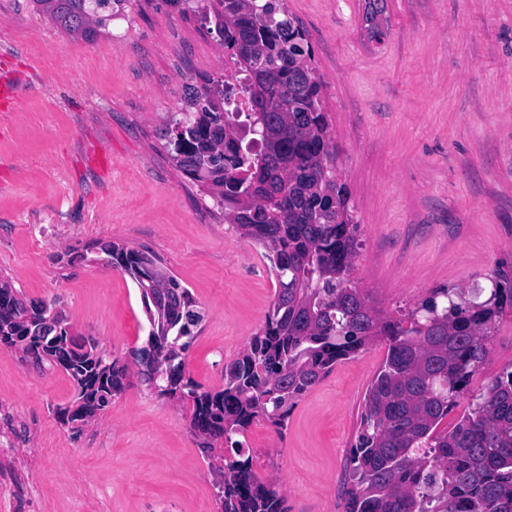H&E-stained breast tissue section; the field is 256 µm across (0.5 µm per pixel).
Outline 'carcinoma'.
<instances>
[{
    "instance_id": "carcinoma-1",
    "label": "carcinoma",
    "mask_w": 512,
    "mask_h": 512,
    "mask_svg": "<svg viewBox=\"0 0 512 512\" xmlns=\"http://www.w3.org/2000/svg\"><path fill=\"white\" fill-rule=\"evenodd\" d=\"M123 0H34L67 33L90 40L97 11ZM253 0H214L202 15L245 73L247 119L258 150H240L239 114L221 109L224 85L208 81L195 111L164 132L177 166L207 187L224 216L268 252L277 280L262 328L224 365V387L186 375V355L203 316L191 292L156 256L104 245V261L135 282L149 331L132 351L160 397L189 403L202 450L224 460L216 470L220 512H289L284 493L237 458L236 437L262 420L282 432L300 398L336 362L379 337L386 358L364 397L360 430L347 461L342 512H512V363L479 392L474 375L489 361L493 332L512 311V279L497 270L485 299L434 288L402 318L370 306L350 274L357 230L343 185L330 179L323 82L303 30L284 0H264L271 21L256 20ZM272 180L270 189L255 185ZM0 342L49 360L73 381L63 423H83L120 394L129 365L73 327L61 311L27 303L0 282ZM469 410L440 423L462 399ZM230 446L234 454L215 446Z\"/></svg>"
}]
</instances>
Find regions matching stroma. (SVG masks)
<instances>
[{
    "label": "stroma",
    "instance_id": "1",
    "mask_svg": "<svg viewBox=\"0 0 512 512\" xmlns=\"http://www.w3.org/2000/svg\"><path fill=\"white\" fill-rule=\"evenodd\" d=\"M286 5L324 83L332 165L359 226L353 278L370 304L397 317L431 289L471 294L512 269V0H384L371 23L368 0ZM203 6L124 0L89 41L33 0H0V74L26 77L19 110L0 112V280L129 364L148 336L140 293L95 248L157 255L204 310L186 373L216 389L277 282L264 249L161 135L194 90L224 75ZM103 156L108 166H97ZM386 351L379 341L337 362L284 434L261 422L244 434L246 453L266 460L259 478L276 480L291 512H341L346 459ZM511 362L507 313L472 389ZM73 396L61 368L0 344V512H219L190 405L134 374L106 411L71 427L55 409Z\"/></svg>",
    "mask_w": 512,
    "mask_h": 512
}]
</instances>
